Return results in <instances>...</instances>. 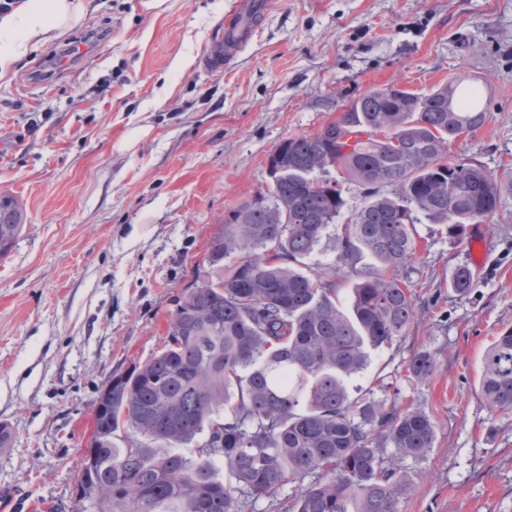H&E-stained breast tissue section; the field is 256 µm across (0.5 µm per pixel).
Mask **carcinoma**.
<instances>
[{
    "label": "carcinoma",
    "instance_id": "obj_1",
    "mask_svg": "<svg viewBox=\"0 0 512 512\" xmlns=\"http://www.w3.org/2000/svg\"><path fill=\"white\" fill-rule=\"evenodd\" d=\"M461 84L369 90L320 131L280 143L263 201L225 215L162 348L112 377L94 465L80 473L99 486L98 506L75 512H255L261 497L278 512H397L404 463L432 447L434 422L417 407L352 399L345 381L416 320L415 225L443 224L461 243L498 207L500 179L448 161L487 120ZM354 185L363 201L341 225L336 261L315 268L308 259ZM23 228L19 206L1 197L0 257ZM365 250L375 263L345 309L336 279ZM474 285L470 269L456 271V291ZM436 368L422 349L406 377L425 382ZM480 387L491 410L512 411V329L487 350Z\"/></svg>",
    "mask_w": 512,
    "mask_h": 512
}]
</instances>
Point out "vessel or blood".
<instances>
[{
	"label": "vessel or blood",
	"instance_id": "vessel-or-blood-1",
	"mask_svg": "<svg viewBox=\"0 0 512 512\" xmlns=\"http://www.w3.org/2000/svg\"><path fill=\"white\" fill-rule=\"evenodd\" d=\"M266 8L265 0H233L224 16V38L209 47L204 57L205 66L216 71L231 63L251 40Z\"/></svg>",
	"mask_w": 512,
	"mask_h": 512
}]
</instances>
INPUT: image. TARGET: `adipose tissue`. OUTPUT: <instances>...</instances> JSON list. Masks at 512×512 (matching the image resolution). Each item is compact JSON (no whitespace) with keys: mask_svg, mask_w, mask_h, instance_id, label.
<instances>
[{"mask_svg":"<svg viewBox=\"0 0 512 512\" xmlns=\"http://www.w3.org/2000/svg\"><path fill=\"white\" fill-rule=\"evenodd\" d=\"M93 0H19L0 13V77L30 47L57 39L91 9Z\"/></svg>","mask_w":512,"mask_h":512,"instance_id":"adipose-tissue-1","label":"adipose tissue"}]
</instances>
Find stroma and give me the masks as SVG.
I'll return each instance as SVG.
<instances>
[{"label":"stroma","instance_id":"35a3bbf8","mask_svg":"<svg viewBox=\"0 0 512 512\" xmlns=\"http://www.w3.org/2000/svg\"><path fill=\"white\" fill-rule=\"evenodd\" d=\"M231 0H94L54 43L0 79V196L25 226L0 258V493L12 512H72V490L112 376L160 349L182 290L225 214L254 196L287 138L319 131L374 88L426 94L455 76L488 118L450 158L512 172V0H270L229 70L201 57ZM104 29L99 46L36 79L52 48ZM419 315L370 353L351 396L434 420L405 466L397 512H512V412L479 391L484 355L512 329V187L484 223L487 259L468 294L450 288L469 244L420 224ZM437 356L426 383L404 376ZM437 368L436 355L422 349L415 352L406 365V377L416 382H425L435 373Z\"/></svg>","mask_w":512,"mask_h":512}]
</instances>
